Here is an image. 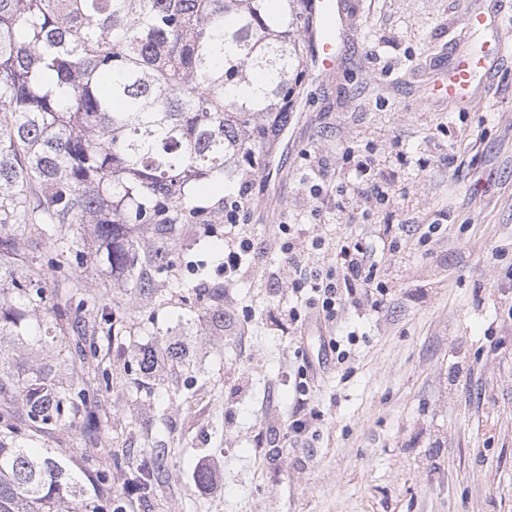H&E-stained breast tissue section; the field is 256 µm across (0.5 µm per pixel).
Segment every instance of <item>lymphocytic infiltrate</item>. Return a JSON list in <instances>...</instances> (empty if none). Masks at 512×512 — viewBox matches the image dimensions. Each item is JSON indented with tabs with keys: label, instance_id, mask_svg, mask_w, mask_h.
I'll list each match as a JSON object with an SVG mask.
<instances>
[{
	"label": "lymphocytic infiltrate",
	"instance_id": "lymphocytic-infiltrate-1",
	"mask_svg": "<svg viewBox=\"0 0 512 512\" xmlns=\"http://www.w3.org/2000/svg\"><path fill=\"white\" fill-rule=\"evenodd\" d=\"M251 200L247 192L224 204V224L228 229L224 239V272L239 271L244 256L253 243L240 226ZM287 240L283 245L284 259L280 268L271 271L268 279L288 283L294 291H308L305 309L288 308L283 314L289 330L301 336L312 319L334 321L337 309L343 305L357 306L366 301L370 311L380 312L387 303L383 292H372L370 281L375 268L373 247L365 236H348L335 244L326 239L300 232L297 225L282 227Z\"/></svg>",
	"mask_w": 512,
	"mask_h": 512
}]
</instances>
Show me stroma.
<instances>
[{
  "label": "stroma",
  "mask_w": 512,
  "mask_h": 512,
  "mask_svg": "<svg viewBox=\"0 0 512 512\" xmlns=\"http://www.w3.org/2000/svg\"><path fill=\"white\" fill-rule=\"evenodd\" d=\"M471 10L503 14L512 30V0H358L335 77L305 73L265 160L196 195L214 223L179 225L167 251L184 278L207 266L203 287L224 291L223 328L203 305L168 299L152 308L149 331L116 337L103 358L119 369L138 346L180 336L197 378L182 399L163 361L159 396L105 393L95 455L109 450L137 469L157 446L167 454L163 485L127 512H512V55L476 78L468 102L440 100L428 82L452 49L495 39L468 29ZM354 156L393 180V200L369 211L339 193ZM244 187L254 249L228 282L216 265L220 210ZM284 224L326 238L408 225L399 249L373 243L389 307L341 309L336 327L311 323L302 345L289 343L280 320L297 298L263 280L282 262ZM349 330L352 360L317 370L321 417L294 440L301 359L316 357L320 337ZM202 459L216 488L192 480Z\"/></svg>",
  "instance_id": "obj_1"
}]
</instances>
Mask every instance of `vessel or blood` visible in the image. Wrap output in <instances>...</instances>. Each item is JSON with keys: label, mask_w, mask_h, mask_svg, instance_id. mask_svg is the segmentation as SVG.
Wrapping results in <instances>:
<instances>
[{"label": "vessel or blood", "mask_w": 512, "mask_h": 512, "mask_svg": "<svg viewBox=\"0 0 512 512\" xmlns=\"http://www.w3.org/2000/svg\"><path fill=\"white\" fill-rule=\"evenodd\" d=\"M305 15L311 67L317 78H330L340 66L344 39L349 32L348 0H306ZM511 46L512 41L500 35L492 47L457 55L451 67L436 73L433 90L451 102L467 101L473 94L476 76L490 74Z\"/></svg>", "instance_id": "b4317fda"}]
</instances>
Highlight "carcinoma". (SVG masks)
<instances>
[{
  "mask_svg": "<svg viewBox=\"0 0 512 512\" xmlns=\"http://www.w3.org/2000/svg\"><path fill=\"white\" fill-rule=\"evenodd\" d=\"M301 17L268 0H0V512H122L124 495L159 480L167 461L127 470L94 460L101 394L113 372L97 340L122 324L77 270L96 264L90 232L112 281L148 308L168 269L129 235L133 224L166 237L177 224H209L187 192L237 171L265 123L303 74L293 66ZM68 255L37 268L29 252ZM224 327V293L180 283ZM70 363L80 381L57 378ZM185 366L176 340L141 347L123 364L127 393L151 395L159 356ZM53 440L54 447L38 451ZM195 485L212 469L198 464Z\"/></svg>",
  "mask_w": 512,
  "mask_h": 512,
  "instance_id": "obj_1",
  "label": "carcinoma"
}]
</instances>
